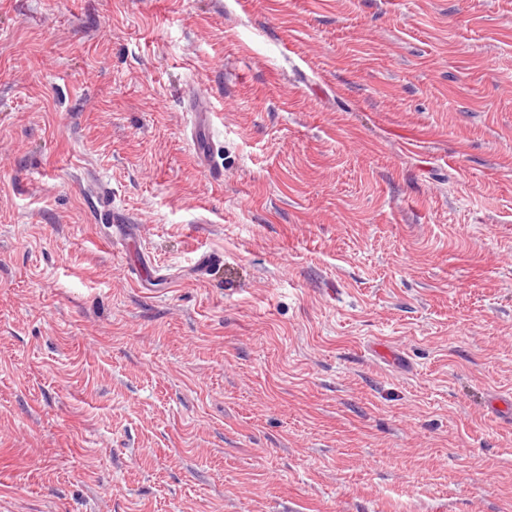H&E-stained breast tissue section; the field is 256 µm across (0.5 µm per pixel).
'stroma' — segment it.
<instances>
[{
  "label": "stroma",
  "mask_w": 512,
  "mask_h": 512,
  "mask_svg": "<svg viewBox=\"0 0 512 512\" xmlns=\"http://www.w3.org/2000/svg\"><path fill=\"white\" fill-rule=\"evenodd\" d=\"M505 392L512 0H0V512H512ZM188 103L194 107V121L191 128L192 149L195 155L207 163V177L211 182H224V170L209 165V158L213 150V124L210 121L209 112L204 108L205 104L195 93H190ZM96 222L98 224H111L118 228V225L136 224L134 219L129 217L122 210L112 206V202L104 195L99 196ZM138 225V224H136Z\"/></svg>",
  "instance_id": "35a3bbf8"
}]
</instances>
